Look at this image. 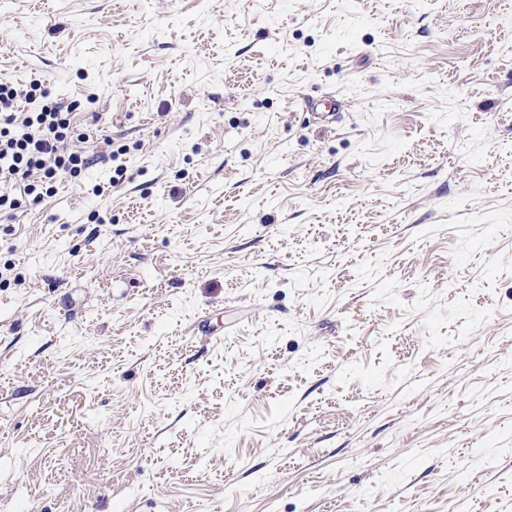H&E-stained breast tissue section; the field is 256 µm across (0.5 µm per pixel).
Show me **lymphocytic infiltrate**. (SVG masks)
<instances>
[{"label": "lymphocytic infiltrate", "instance_id": "lymphocytic-infiltrate-1", "mask_svg": "<svg viewBox=\"0 0 512 512\" xmlns=\"http://www.w3.org/2000/svg\"><path fill=\"white\" fill-rule=\"evenodd\" d=\"M77 108L54 101L42 83L0 80V214L39 203L38 185H53L60 174L87 165L82 153L69 148Z\"/></svg>", "mask_w": 512, "mask_h": 512}]
</instances>
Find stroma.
Returning a JSON list of instances; mask_svg holds the SVG:
<instances>
[{
  "instance_id": "obj_1",
  "label": "stroma",
  "mask_w": 512,
  "mask_h": 512,
  "mask_svg": "<svg viewBox=\"0 0 512 512\" xmlns=\"http://www.w3.org/2000/svg\"><path fill=\"white\" fill-rule=\"evenodd\" d=\"M1 77L97 131L0 217V512H512V0H0Z\"/></svg>"
}]
</instances>
